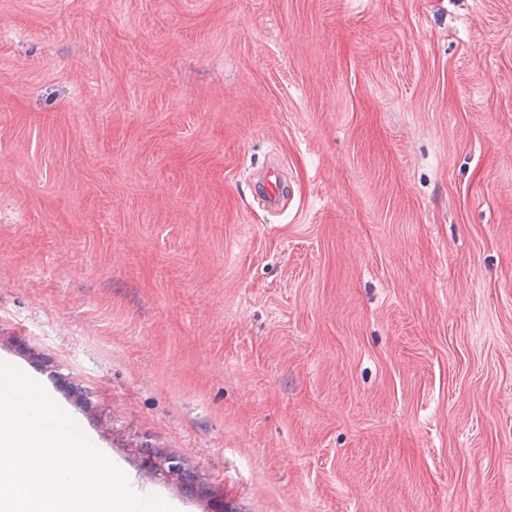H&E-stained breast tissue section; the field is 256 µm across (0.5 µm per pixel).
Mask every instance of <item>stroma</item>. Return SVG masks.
Listing matches in <instances>:
<instances>
[{"label": "stroma", "instance_id": "stroma-1", "mask_svg": "<svg viewBox=\"0 0 512 512\" xmlns=\"http://www.w3.org/2000/svg\"><path fill=\"white\" fill-rule=\"evenodd\" d=\"M0 361L176 512H512V0H0ZM262 193L268 207L278 203L281 193V175L278 168L270 167L263 174ZM182 466L179 458L163 455L150 456L141 461V471L145 477H161L174 483L183 478Z\"/></svg>", "mask_w": 512, "mask_h": 512}]
</instances>
